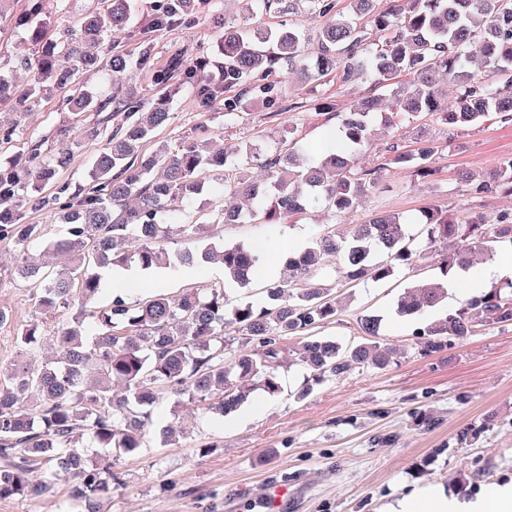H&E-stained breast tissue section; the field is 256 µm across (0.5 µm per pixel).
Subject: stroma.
<instances>
[{
	"instance_id": "stroma-1",
	"label": "stroma",
	"mask_w": 512,
	"mask_h": 512,
	"mask_svg": "<svg viewBox=\"0 0 512 512\" xmlns=\"http://www.w3.org/2000/svg\"><path fill=\"white\" fill-rule=\"evenodd\" d=\"M58 9L47 0L46 16L51 37L74 27L85 14L99 10L103 0H66ZM159 0H131L128 26L115 33L114 41L130 56L142 43L152 46V65L132 68L120 80L104 73L90 75L87 85L101 97L121 96L151 105L157 97V76L175 56L190 62L205 56L216 58L217 43L225 27L237 24L243 14L263 25L287 22L313 32L321 17L307 4L279 17L265 10L263 0H211L208 10L178 23L149 30ZM389 98L382 86L336 80L309 85L304 90L288 87L289 101L304 106L293 135L309 153H321L332 143L334 123L318 111L322 98L334 100L338 111H349L363 96ZM67 92L59 90L43 99L24 119H17L12 100L0 101V126L16 125L13 141L0 145L7 159L38 149L50 155L71 150V164L60 173L48 194L72 201L87 183L94 155L107 144L101 130L102 114L70 111ZM172 116L162 138L178 143L185 137L207 136L217 144L231 145L261 137L270 147L284 138L280 117L269 114L260 98H251L241 111L225 113L223 105L198 106L191 86L174 96ZM97 135H90L92 127ZM427 131L442 150L436 156L434 175L416 182L401 174L383 172L380 188L347 216L348 223H367L374 214L389 211L415 218L422 208L456 210L472 208L495 217L512 209V196L496 192L484 198L467 194L460 171L489 170L499 159L512 156V122H487L455 132L427 122ZM65 129L58 137L57 129ZM223 203L214 191L183 206L174 224H205L212 242L250 244L262 241L269 249L264 261L282 265L279 245L290 240L292 249L307 244L313 234L332 231L321 212L312 211L295 224H216L212 215ZM18 263L10 240H0V308L10 315L0 325V367L25 360L17 336L30 321H39L44 337L42 356L55 355V333L70 319L67 309L45 310L36 291L16 272ZM426 266L398 269L384 284L349 289L344 279L326 269L323 279L338 300L335 322L314 328L317 336L335 338L342 345L363 339L359 317L386 313L383 340L396 348L389 366L376 369L351 365L336 379L298 397L306 372L294 366L284 371L282 392L274 397L255 392L253 404L261 412L246 424L216 420L200 406L170 395L154 408L141 448L114 461L116 474L107 492L92 503L93 512H385L399 495L419 486L442 488L448 495L473 499L496 485L512 484V326H483L453 349L430 356L412 324L391 316L395 297L414 282L430 276ZM154 278L168 296L187 288L222 286L224 277L210 265L177 272L158 271ZM181 433L165 441L166 426ZM36 476H48L45 491L37 495L0 498V512H82L71 497L73 479L38 465ZM286 497L277 508L268 501L275 490Z\"/></svg>"
}]
</instances>
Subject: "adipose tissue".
I'll return each instance as SVG.
<instances>
[{
  "label": "adipose tissue",
  "mask_w": 512,
  "mask_h": 512,
  "mask_svg": "<svg viewBox=\"0 0 512 512\" xmlns=\"http://www.w3.org/2000/svg\"><path fill=\"white\" fill-rule=\"evenodd\" d=\"M512 279V251L501 252L482 278L454 272L448 276V299L456 301L480 293L489 284ZM387 512H512V485L498 486L474 501H459L445 492L422 486L389 504Z\"/></svg>",
  "instance_id": "obj_1"
}]
</instances>
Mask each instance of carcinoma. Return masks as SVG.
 Segmentation results:
<instances>
[{
    "label": "carcinoma",
    "mask_w": 512,
    "mask_h": 512,
    "mask_svg": "<svg viewBox=\"0 0 512 512\" xmlns=\"http://www.w3.org/2000/svg\"><path fill=\"white\" fill-rule=\"evenodd\" d=\"M44 0H28L14 15L34 47L35 57L0 59V97L14 100L16 112L33 110L54 90H70L73 112H103L107 102L78 83L84 73L107 66L111 75L144 67L151 48L144 45L136 61L115 50L110 35L130 20L129 0H104L101 11L86 15L68 30L67 38H46ZM325 23L313 35L317 51L305 53L304 37L290 26L256 25L245 19L224 29L220 46L224 82L210 80L207 60L183 65L172 59L163 78L176 73L195 89L207 107L224 100V111L236 112L244 100L259 93L266 108L290 123V112L280 85L269 81L279 65L304 85H318L332 77L342 82H372L393 87L394 101L387 123L392 128L430 116L452 129L480 125L493 118L512 121V0H386L382 9L374 0H352L343 13L337 0H310ZM210 0H164L153 25L166 26L208 7ZM35 68L23 88L13 86L16 68ZM454 82L450 101L439 77ZM166 89L148 108L132 100L119 101L118 122L105 147L92 161L90 185L69 207L53 213L66 226L64 236L46 244L45 254H65L69 263L48 270L50 263L22 259L18 275L40 293L45 308L74 310L72 323L58 331L64 355L59 361L14 364L0 371V456L18 457L0 469V498L42 491L29 475L32 465L44 460L57 471L76 478L72 497L86 503L103 491L115 474L112 462H91L75 449L73 438L88 435L94 448H108L121 457L141 444L144 426L155 405L168 394L222 417L234 412L255 386L270 395L282 390L281 369L298 364L309 371L299 391L343 373L351 364L386 367L394 350L378 341L384 316L378 312L359 319L362 335L370 340L343 346L328 337L308 336L288 361L281 337L295 336L331 323L336 317L332 289L319 282L323 259L333 255L339 273L354 286L390 280L401 267L430 261L445 275L455 268L469 270L474 256L493 260L512 250V212L490 220L480 212H454L427 207L420 212V231L412 233L409 219L379 212L366 224H356L336 235L319 234L311 245L285 257L287 274L265 288L266 303L251 301L228 305V291L244 288L263 264L264 254L241 243L221 247L209 241L208 226L184 224L202 242L195 250L169 252L167 222L176 207L202 195L206 174L224 171V207L216 221L223 224H284L290 218L319 208L342 221L375 191L379 177L361 166L362 156L375 139L374 120L381 99H361L350 111H336L323 100L319 109L338 119L336 147L309 156L296 144L281 140L263 150L253 140L214 148L208 138H186L175 145L156 140L170 121ZM156 141L148 155L145 142ZM414 148L394 142L384 150L382 169L413 178L434 174L439 146L423 138L422 127L412 132ZM263 158L266 179H253L245 160ZM68 151L44 157L31 150L27 158L0 165V238H8L21 255L40 239L38 224L20 223L19 207L44 188L59 171L69 167ZM468 192L481 197L497 189L512 192V157L497 162L489 176L464 178ZM216 261L224 269V287L187 289L171 302L156 292L135 304L117 295L105 307L88 304L101 293L98 271L106 267L136 268L149 273L157 268L182 267ZM448 289L440 279H420L397 296L393 311L417 322L443 307ZM234 325L240 335L258 341L232 363H224L229 338L224 328ZM484 325L512 326V281L494 285L478 296L447 309L434 321L416 327L425 337L424 351L452 348ZM18 343L35 356L41 348L39 323L22 328ZM124 387L116 399L112 383ZM39 405L29 408L26 397Z\"/></svg>",
    "instance_id": "cac0c4a2"
}]
</instances>
